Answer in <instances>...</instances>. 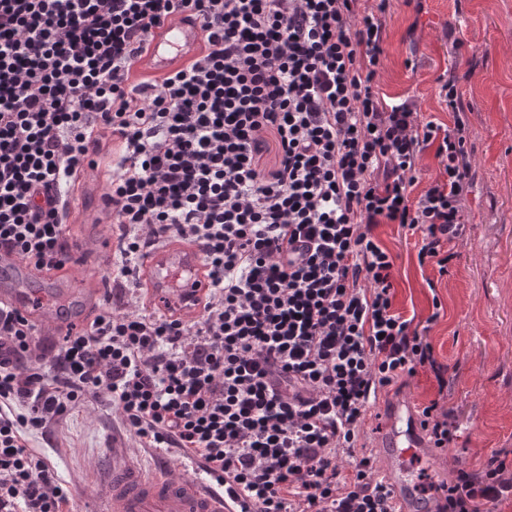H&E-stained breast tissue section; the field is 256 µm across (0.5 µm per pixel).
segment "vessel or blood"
Listing matches in <instances>:
<instances>
[{"label":"vessel or blood","mask_w":512,"mask_h":512,"mask_svg":"<svg viewBox=\"0 0 512 512\" xmlns=\"http://www.w3.org/2000/svg\"><path fill=\"white\" fill-rule=\"evenodd\" d=\"M201 45L199 23L186 15L163 21L149 39L145 66L153 74L166 75L188 61ZM31 270L15 255L0 252V302L37 321L48 310L44 295L26 288ZM142 278L149 286L150 303L175 311L184 320L197 319L198 304L208 281L200 265L199 249L191 244L164 243L148 251ZM76 295L98 307L103 289L99 282L72 274ZM386 423L381 453L402 512H431L429 503L415 492V469H428L430 453L422 435L419 416L405 400L385 404ZM94 512H253L250 501L234 486L217 489L212 483L169 477L163 470L147 471L128 458L113 459L102 470Z\"/></svg>","instance_id":"1"}]
</instances>
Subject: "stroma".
I'll list each match as a JSON object with an SVG mask.
<instances>
[{
  "label": "stroma",
  "instance_id": "stroma-1",
  "mask_svg": "<svg viewBox=\"0 0 512 512\" xmlns=\"http://www.w3.org/2000/svg\"><path fill=\"white\" fill-rule=\"evenodd\" d=\"M450 66L469 118L474 170L465 200L470 224L455 244L459 257L442 276L419 267L414 238L398 225L375 231L394 258L397 308L424 318L433 300L443 306L431 337L454 381L449 405L460 429L447 450L435 454V481L450 468L476 469L492 450L512 448V0H427L420 14L404 0H390L381 93L415 100L423 120L451 123L436 82ZM109 236L101 224L73 225L85 271L106 276L99 252ZM431 279L436 288H428ZM30 444L72 488L76 512H91L97 475L113 453L148 469L166 460L175 477L192 473L177 452L161 458L140 448L102 405L75 410L52 436L31 435Z\"/></svg>",
  "mask_w": 512,
  "mask_h": 512
}]
</instances>
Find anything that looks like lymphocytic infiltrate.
<instances>
[{"mask_svg": "<svg viewBox=\"0 0 512 512\" xmlns=\"http://www.w3.org/2000/svg\"><path fill=\"white\" fill-rule=\"evenodd\" d=\"M388 6L0 0V251L63 268L67 189L100 176L121 230L113 287L170 239L198 246L211 283L196 321L115 307L66 332L45 369L34 324L0 306V512H72L29 437L92 398L143 447L232 479L257 512H399L362 441L379 394L429 372L430 446L447 449L459 424L430 337L442 304L423 319L396 308L375 230L407 229L419 266L446 274L473 173L454 69L437 78L452 125L380 96ZM184 13L199 55L136 81L147 34ZM429 149L439 173L416 197ZM421 492L432 512H502L512 451Z\"/></svg>", "mask_w": 512, "mask_h": 512, "instance_id": "lymphocytic-infiltrate-1", "label": "lymphocytic infiltrate"}]
</instances>
